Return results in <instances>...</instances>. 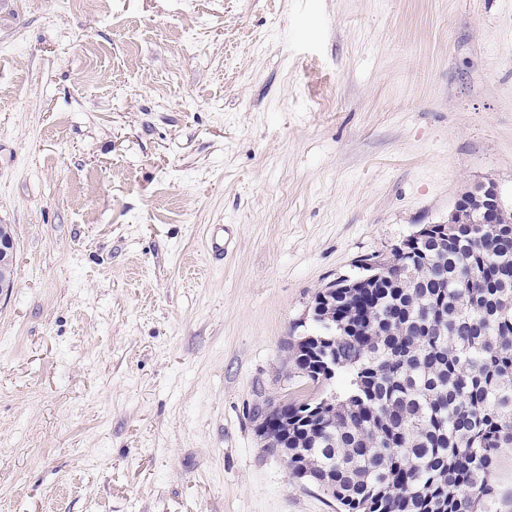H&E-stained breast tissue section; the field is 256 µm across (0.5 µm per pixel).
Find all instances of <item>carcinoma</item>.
<instances>
[{
    "instance_id": "1",
    "label": "carcinoma",
    "mask_w": 512,
    "mask_h": 512,
    "mask_svg": "<svg viewBox=\"0 0 512 512\" xmlns=\"http://www.w3.org/2000/svg\"><path fill=\"white\" fill-rule=\"evenodd\" d=\"M387 278L336 288L296 345L297 373L345 379L336 410L288 405V473L344 512H512V206L385 258Z\"/></svg>"
}]
</instances>
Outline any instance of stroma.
Returning a JSON list of instances; mask_svg holds the SVG:
<instances>
[{
    "mask_svg": "<svg viewBox=\"0 0 512 512\" xmlns=\"http://www.w3.org/2000/svg\"><path fill=\"white\" fill-rule=\"evenodd\" d=\"M487 179L512 0H0V512H339L254 410L314 394L318 291ZM14 240L12 236L1 234L0 226V289L8 291L13 288L15 274L14 265Z\"/></svg>",
    "mask_w": 512,
    "mask_h": 512,
    "instance_id": "obj_1",
    "label": "stroma"
}]
</instances>
